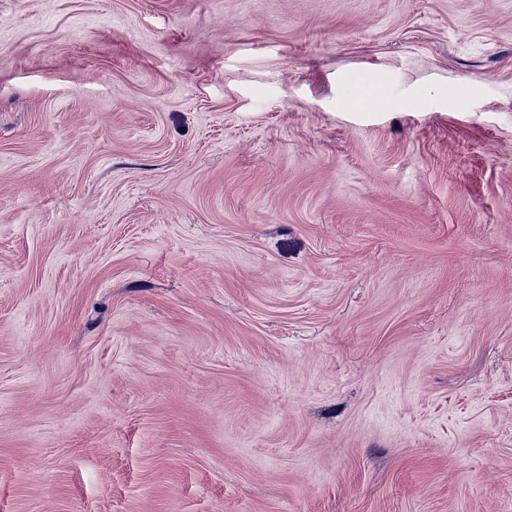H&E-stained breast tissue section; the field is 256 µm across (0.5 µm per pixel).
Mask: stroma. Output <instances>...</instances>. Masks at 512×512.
Here are the masks:
<instances>
[{"instance_id":"stroma-1","label":"stroma","mask_w":512,"mask_h":512,"mask_svg":"<svg viewBox=\"0 0 512 512\" xmlns=\"http://www.w3.org/2000/svg\"><path fill=\"white\" fill-rule=\"evenodd\" d=\"M0 512H512V0H0ZM344 103L348 108L374 107L380 103V95L376 87L369 83H361L346 88Z\"/></svg>"}]
</instances>
